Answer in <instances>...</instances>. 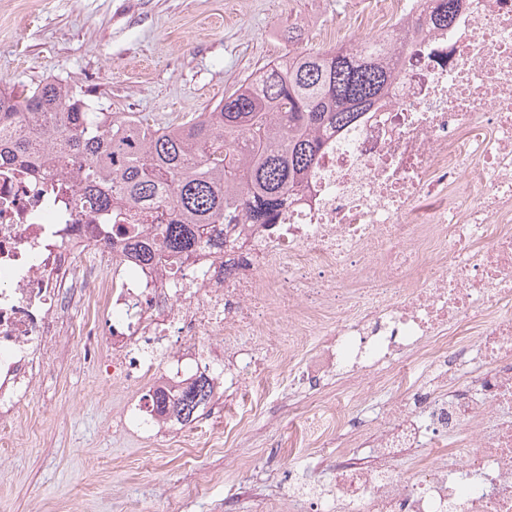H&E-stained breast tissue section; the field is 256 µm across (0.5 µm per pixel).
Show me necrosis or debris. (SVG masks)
Masks as SVG:
<instances>
[{
	"label": "necrosis or debris",
	"mask_w": 512,
	"mask_h": 512,
	"mask_svg": "<svg viewBox=\"0 0 512 512\" xmlns=\"http://www.w3.org/2000/svg\"><path fill=\"white\" fill-rule=\"evenodd\" d=\"M410 6L369 0L364 38ZM118 235L78 180L0 168V434L52 337L85 338L88 357L110 344L113 372L173 391L268 374L240 344L253 336L289 385L337 376L295 447L342 434L372 450L337 461L335 494L297 478L288 512H512V0H466L454 28L417 31L389 94L276 223L230 225V249L165 271ZM402 354L435 379L407 380ZM220 355L235 369L214 370ZM368 394L386 397L382 430L357 415ZM444 447L447 463L396 466Z\"/></svg>",
	"instance_id": "4bbe7bcc"
}]
</instances>
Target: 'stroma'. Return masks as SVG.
<instances>
[{"label":"stroma","mask_w":512,"mask_h":512,"mask_svg":"<svg viewBox=\"0 0 512 512\" xmlns=\"http://www.w3.org/2000/svg\"><path fill=\"white\" fill-rule=\"evenodd\" d=\"M358 11L355 0H0V80L65 78L163 127L208 110L281 55L292 27L303 49L356 41ZM325 29L340 35L320 38ZM148 391L145 381L113 382L108 350L92 364L76 339L57 337L21 401L14 442L0 444V512H131L150 500L176 512H257L287 501L290 468L308 465L320 490H333L336 442L286 453L296 409L309 402L287 383L270 386L245 422L236 410L248 389H215L191 443L130 418ZM228 450L248 460L245 471H226Z\"/></svg>","instance_id":"35a3bbf8"}]
</instances>
